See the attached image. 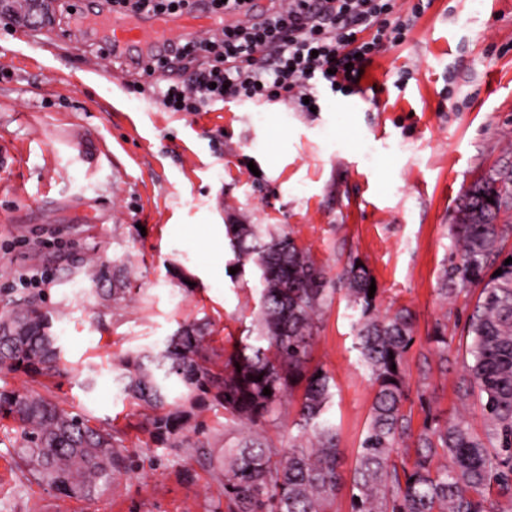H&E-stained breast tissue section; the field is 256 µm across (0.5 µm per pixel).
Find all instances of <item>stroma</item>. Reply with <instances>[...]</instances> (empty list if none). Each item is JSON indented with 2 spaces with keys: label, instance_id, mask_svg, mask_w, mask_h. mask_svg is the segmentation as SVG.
<instances>
[{
  "label": "stroma",
  "instance_id": "stroma-1",
  "mask_svg": "<svg viewBox=\"0 0 512 512\" xmlns=\"http://www.w3.org/2000/svg\"><path fill=\"white\" fill-rule=\"evenodd\" d=\"M416 17L404 41L369 67L371 94H329L319 112L283 103L230 102L169 112L130 60L109 76L88 70L92 42L50 25L0 22V305L41 289L64 350L62 375L31 382L0 372V387L35 389L66 410L118 430L132 462L91 501L31 479L16 457L17 425L0 426V512H226L200 450L168 448L143 428L144 412L112 382L116 356L162 345L205 320L219 348L247 336L259 308L256 274L235 272L228 215L287 225L325 271L331 301L320 315L311 366L333 379L327 413L342 453L338 512H350L349 477L374 391L354 347L355 312L336 277L350 259L370 270L378 311L407 308L412 427L426 411L462 414V328L475 294L439 290L455 253L462 194L512 158V0H399ZM127 276L130 293L100 316L88 260ZM448 336L442 368L429 337ZM428 362V376L419 365ZM99 372L93 389L83 381Z\"/></svg>",
  "mask_w": 512,
  "mask_h": 512
}]
</instances>
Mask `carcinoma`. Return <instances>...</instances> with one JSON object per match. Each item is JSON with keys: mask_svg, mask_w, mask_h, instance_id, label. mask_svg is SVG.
Returning a JSON list of instances; mask_svg holds the SVG:
<instances>
[{"mask_svg": "<svg viewBox=\"0 0 512 512\" xmlns=\"http://www.w3.org/2000/svg\"><path fill=\"white\" fill-rule=\"evenodd\" d=\"M225 236L236 264L259 271L255 335L232 349L209 345V323L181 327L147 352L128 353L113 368L114 382L151 411L147 430L169 448L209 443L200 419L208 406L224 409L237 444L211 457L228 512H336L341 474L336 426L325 415L332 400L331 377L309 366L319 315L327 301L325 272L288 230L246 224L230 216ZM512 161L491 167L465 192L452 237L457 261L441 292L458 286L480 289L463 332L461 398L481 405L484 431L462 417L427 414L412 433L406 369L414 342L409 311L375 315L379 293L368 297L372 275L351 261L339 275L351 307L356 349L375 394L366 434L351 478V512H506L512 507ZM502 270L496 274V270ZM102 314L125 296L122 280L95 262L86 270ZM40 295L0 307V371L31 378L58 370L59 336L42 311ZM271 394H263L264 388ZM302 391L299 435L279 448L260 429L276 423L287 398ZM18 425L17 456L38 482L63 496L86 501L107 491L114 475L129 467L112 428L69 412L34 390L0 388V420ZM194 434L190 443L186 435ZM416 437L414 454L402 447Z\"/></svg>", "mask_w": 512, "mask_h": 512, "instance_id": "1", "label": "carcinoma"}]
</instances>
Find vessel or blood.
<instances>
[{"label": "vessel or blood", "mask_w": 512, "mask_h": 512, "mask_svg": "<svg viewBox=\"0 0 512 512\" xmlns=\"http://www.w3.org/2000/svg\"><path fill=\"white\" fill-rule=\"evenodd\" d=\"M209 27L208 15L199 11L176 18L151 15L143 20L123 14L97 19L88 11L78 10L73 14L72 23L77 35H92L112 55L130 59L163 51L174 41L176 31L192 37L206 32Z\"/></svg>", "instance_id": "obj_1"}]
</instances>
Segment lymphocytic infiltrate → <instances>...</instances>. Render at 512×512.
Returning a JSON list of instances; mask_svg holds the SVG:
<instances>
[{
	"mask_svg": "<svg viewBox=\"0 0 512 512\" xmlns=\"http://www.w3.org/2000/svg\"><path fill=\"white\" fill-rule=\"evenodd\" d=\"M246 0H210L237 21L202 40L173 43L168 55L141 61L144 76L192 67L191 77L158 90L172 112H203L226 101L319 106L323 92L364 93V73L386 44L401 42L413 17L397 0H281L256 17Z\"/></svg>",
	"mask_w": 512,
	"mask_h": 512,
	"instance_id": "lymphocytic-infiltrate-1",
	"label": "lymphocytic infiltrate"
}]
</instances>
